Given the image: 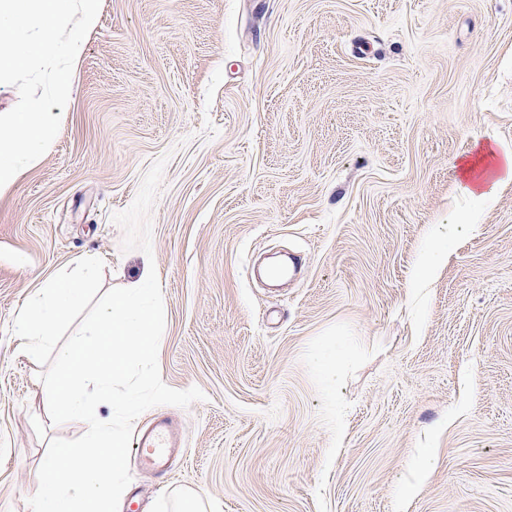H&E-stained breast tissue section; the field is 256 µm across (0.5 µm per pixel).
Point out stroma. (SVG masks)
I'll use <instances>...</instances> for the list:
<instances>
[{"label":"stroma","mask_w":512,"mask_h":512,"mask_svg":"<svg viewBox=\"0 0 512 512\" xmlns=\"http://www.w3.org/2000/svg\"><path fill=\"white\" fill-rule=\"evenodd\" d=\"M482 149L512 153V0H101L57 140L0 198V512L84 433L12 329L85 257L106 291L156 270L161 378L205 394L165 406L184 446L118 512H512V183L466 195ZM163 156L153 254L122 252ZM286 252L296 281L252 278Z\"/></svg>","instance_id":"stroma-1"}]
</instances>
